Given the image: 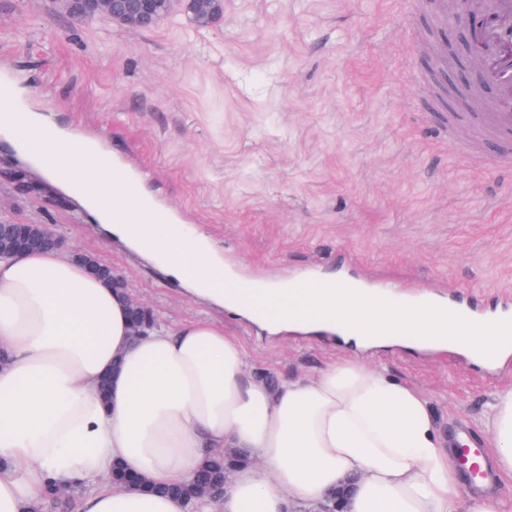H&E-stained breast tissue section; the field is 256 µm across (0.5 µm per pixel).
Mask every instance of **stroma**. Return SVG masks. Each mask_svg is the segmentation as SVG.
<instances>
[{"mask_svg": "<svg viewBox=\"0 0 512 512\" xmlns=\"http://www.w3.org/2000/svg\"><path fill=\"white\" fill-rule=\"evenodd\" d=\"M460 19L436 18L425 0H225L214 29L178 13L139 32L73 19L50 0H0V82L110 149L238 281L344 273L489 304L512 297V173L466 153L468 125L448 138L426 109L439 93L435 47L470 65ZM0 164L39 186L0 187V221L49 225L94 253L159 323L218 322L255 370L277 377L343 357L333 339L272 336L186 298L16 149ZM364 358L421 390L446 426L479 430L512 385V365L491 378L451 354Z\"/></svg>", "mask_w": 512, "mask_h": 512, "instance_id": "stroma-1", "label": "stroma"}]
</instances>
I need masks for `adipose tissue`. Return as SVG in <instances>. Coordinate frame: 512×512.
I'll return each mask as SVG.
<instances>
[{"mask_svg": "<svg viewBox=\"0 0 512 512\" xmlns=\"http://www.w3.org/2000/svg\"><path fill=\"white\" fill-rule=\"evenodd\" d=\"M0 99V137L36 135L42 174L61 187L108 188L118 220L107 229L141 255H162L188 291L224 302V262L187 225L145 222L149 195L127 186L108 149L21 110L13 86ZM284 329L348 327L350 356L276 386L248 368L222 326L196 320L132 336L123 296L54 251L0 258V512H37L51 491L78 494V512H306L336 487L344 512H512L498 493L471 492L430 400L358 358L391 344L451 339L462 348L507 338L432 302L340 275L298 282L277 303ZM484 442L512 477V386L488 405ZM227 448L252 461L234 469L218 502L145 494L109 480L122 462L158 486L190 481ZM99 479L92 492L84 487Z\"/></svg>", "mask_w": 512, "mask_h": 512, "instance_id": "adipose-tissue-1", "label": "adipose tissue"}]
</instances>
